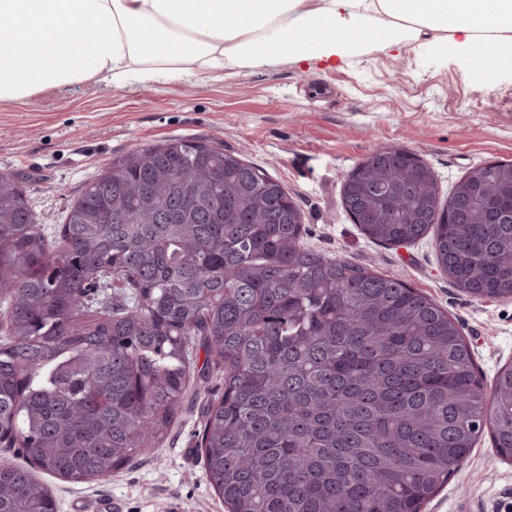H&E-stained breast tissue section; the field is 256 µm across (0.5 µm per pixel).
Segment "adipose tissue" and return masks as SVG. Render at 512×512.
I'll return each instance as SVG.
<instances>
[{
    "instance_id": "obj_1",
    "label": "adipose tissue",
    "mask_w": 512,
    "mask_h": 512,
    "mask_svg": "<svg viewBox=\"0 0 512 512\" xmlns=\"http://www.w3.org/2000/svg\"><path fill=\"white\" fill-rule=\"evenodd\" d=\"M0 102L79 82L193 81L286 57L313 67L424 40L512 77V0H0Z\"/></svg>"
}]
</instances>
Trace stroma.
<instances>
[{"label": "stroma", "mask_w": 512, "mask_h": 512, "mask_svg": "<svg viewBox=\"0 0 512 512\" xmlns=\"http://www.w3.org/2000/svg\"><path fill=\"white\" fill-rule=\"evenodd\" d=\"M172 137L215 141L278 180L301 209L303 247L404 280L447 311L485 387L512 365V299L479 300L456 288L431 237L405 247L372 242L342 202L346 175L378 146L415 153L443 198L472 168L512 161L511 78L480 87L456 53L436 59L413 43L325 71L282 58L197 84L48 88L0 104V173L23 183L53 239L113 159ZM222 394L217 372L195 371L179 417L150 456L87 483L48 478L57 512H97L108 501L120 512H225L200 448L203 410ZM421 512H512V458L483 433Z\"/></svg>", "instance_id": "1"}]
</instances>
